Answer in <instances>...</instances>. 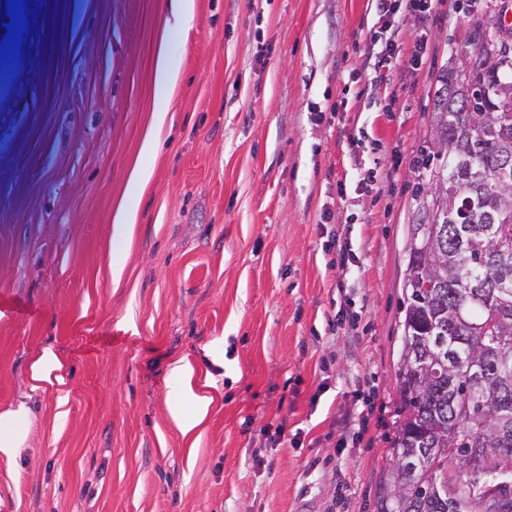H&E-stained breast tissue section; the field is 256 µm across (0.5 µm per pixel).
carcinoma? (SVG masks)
Masks as SVG:
<instances>
[{
  "label": "carcinoma",
  "mask_w": 512,
  "mask_h": 512,
  "mask_svg": "<svg viewBox=\"0 0 512 512\" xmlns=\"http://www.w3.org/2000/svg\"><path fill=\"white\" fill-rule=\"evenodd\" d=\"M497 30L471 29V79L443 72L431 136L420 151L404 276L400 424L375 512H512V47L490 57ZM444 194L440 211L424 197ZM409 457L417 470L392 474Z\"/></svg>",
  "instance_id": "obj_1"
}]
</instances>
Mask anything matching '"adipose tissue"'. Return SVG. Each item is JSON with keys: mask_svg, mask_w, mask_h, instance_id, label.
Here are the masks:
<instances>
[{"mask_svg": "<svg viewBox=\"0 0 512 512\" xmlns=\"http://www.w3.org/2000/svg\"><path fill=\"white\" fill-rule=\"evenodd\" d=\"M168 372L176 384L175 405L171 419L182 435L193 434L210 416L216 394V380L212 375H199L193 363L185 357L173 360ZM31 389L41 386L59 385L57 409L59 416L68 413V394L63 391L62 364L57 354L44 350L32 360L29 366ZM30 409L26 403H18L14 408L0 412V457L13 460L27 442L29 435Z\"/></svg>", "mask_w": 512, "mask_h": 512, "instance_id": "adipose-tissue-1", "label": "adipose tissue"}]
</instances>
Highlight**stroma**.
I'll return each instance as SVG.
<instances>
[{
    "mask_svg": "<svg viewBox=\"0 0 512 512\" xmlns=\"http://www.w3.org/2000/svg\"><path fill=\"white\" fill-rule=\"evenodd\" d=\"M194 2L172 30L174 0H63L0 106V412L31 410L26 448L0 458V512H374L416 160L485 0H442L424 35L401 21L381 81L373 0ZM136 166L150 178L116 246ZM47 348L62 419L28 381ZM179 357L219 377L195 440L169 414ZM62 364L57 354L52 349H45L39 356L32 360L29 366V383L31 390L40 389L43 384L58 386L57 415L60 418L68 414V392L61 388L64 378L61 375Z\"/></svg>",
    "mask_w": 512,
    "mask_h": 512,
    "instance_id": "35a3bbf8",
    "label": "stroma"
}]
</instances>
